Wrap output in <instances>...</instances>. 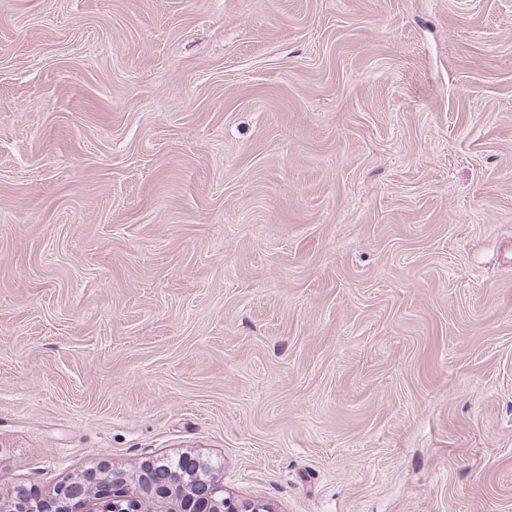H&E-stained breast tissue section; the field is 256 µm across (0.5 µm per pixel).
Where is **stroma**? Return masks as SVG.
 I'll use <instances>...</instances> for the list:
<instances>
[{
	"label": "stroma",
	"instance_id": "obj_1",
	"mask_svg": "<svg viewBox=\"0 0 512 512\" xmlns=\"http://www.w3.org/2000/svg\"><path fill=\"white\" fill-rule=\"evenodd\" d=\"M186 454L512 512V0H0V496Z\"/></svg>",
	"mask_w": 512,
	"mask_h": 512
}]
</instances>
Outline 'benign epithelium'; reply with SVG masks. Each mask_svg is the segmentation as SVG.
<instances>
[{
	"label": "benign epithelium",
	"mask_w": 512,
	"mask_h": 512,
	"mask_svg": "<svg viewBox=\"0 0 512 512\" xmlns=\"http://www.w3.org/2000/svg\"><path fill=\"white\" fill-rule=\"evenodd\" d=\"M153 472L152 463L135 471L104 467L98 477H76L49 493L18 485L0 498V512H272L265 503L224 495L220 479L198 467L169 471L164 484L155 482Z\"/></svg>",
	"instance_id": "7a95c632"
}]
</instances>
